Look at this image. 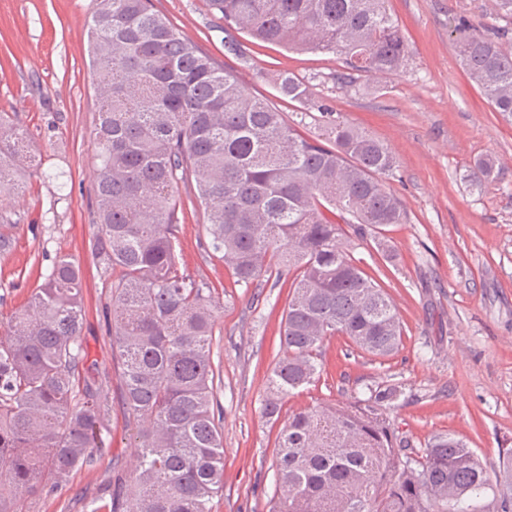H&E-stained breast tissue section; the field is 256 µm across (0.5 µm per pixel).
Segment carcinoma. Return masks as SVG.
<instances>
[{"instance_id": "obj_1", "label": "carcinoma", "mask_w": 512, "mask_h": 512, "mask_svg": "<svg viewBox=\"0 0 512 512\" xmlns=\"http://www.w3.org/2000/svg\"><path fill=\"white\" fill-rule=\"evenodd\" d=\"M227 29L296 51L344 55L352 71L392 76L408 49L388 0H211ZM504 26L457 25L462 68L498 112L512 116V0H495ZM88 56L99 77L94 129L97 231L91 249L112 274V357L138 466L100 489L112 512H212L224 488L214 294L177 253L181 190L204 208L209 248L233 284L263 278L289 288L280 353L262 414L277 421L285 399L320 379L324 340L344 336L374 357L402 345L388 293L347 248L345 228L371 237L405 224L386 186L397 170L389 147L342 120L322 141L249 92L233 71L183 38L151 0H98ZM280 95L310 99L309 86L277 75ZM0 113V197H18L39 166ZM495 162L481 160L479 183ZM82 274L69 255L10 319L0 344V512H34L107 452L111 404L103 384L80 380ZM346 407L291 412L276 437L278 501L272 512H512V450L496 471L466 443L437 434L408 447L384 412L394 385L367 388Z\"/></svg>"}]
</instances>
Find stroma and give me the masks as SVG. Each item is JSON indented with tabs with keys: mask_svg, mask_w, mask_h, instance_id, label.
<instances>
[{
	"mask_svg": "<svg viewBox=\"0 0 512 512\" xmlns=\"http://www.w3.org/2000/svg\"><path fill=\"white\" fill-rule=\"evenodd\" d=\"M98 0H0V111L10 113L41 158L18 200L0 202V233L12 240L0 254V342L7 323L42 284L56 256L81 266L86 288L82 342L85 376L118 389L109 320L112 279L91 251L95 226L93 168L98 117L97 76L88 58V21ZM494 0H389L408 41L406 67L392 76L343 79L341 55L301 52L238 35L243 54L224 50V21L209 0H153L190 41L233 69L251 93L287 115L307 112L306 132L323 139L319 112L281 96L277 74L305 80L311 101L365 129L394 153L388 183L408 221L386 227L387 252L351 236L354 257L392 298L403 344L380 360L327 338L321 379L288 397L285 407L345 406L367 384L399 387L386 414L398 437L423 447L450 433L490 465L512 448V117L496 112L459 65L455 28L495 23ZM499 163L498 176L472 183L479 158ZM178 237L188 272L218 290L214 362L224 434V490L212 512H272L277 500L275 440L279 430L261 413L266 377L279 351L288 290L271 281L236 285L213 257L203 209L185 202ZM109 455L79 471L37 512H79L113 465L132 472L135 426L120 408L109 420Z\"/></svg>",
	"mask_w": 512,
	"mask_h": 512,
	"instance_id": "stroma-1",
	"label": "stroma"
}]
</instances>
